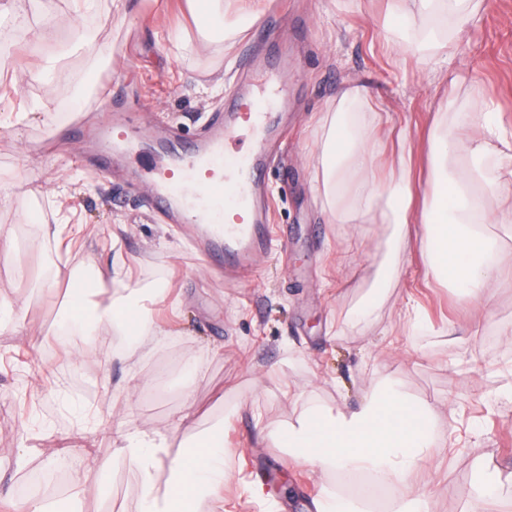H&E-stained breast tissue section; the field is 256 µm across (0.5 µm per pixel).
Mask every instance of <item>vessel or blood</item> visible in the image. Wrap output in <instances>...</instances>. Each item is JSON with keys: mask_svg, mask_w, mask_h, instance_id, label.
Segmentation results:
<instances>
[{"mask_svg": "<svg viewBox=\"0 0 512 512\" xmlns=\"http://www.w3.org/2000/svg\"><path fill=\"white\" fill-rule=\"evenodd\" d=\"M267 83L268 91L260 96L250 87L240 89L202 138L189 143L168 138L167 166L182 171L181 181L154 176L152 206L176 223L195 225L194 254L233 283L254 276L257 256L272 242L257 191L272 163L267 145L277 130L284 90L277 76H268ZM244 129L252 136L248 149L230 152V143Z\"/></svg>", "mask_w": 512, "mask_h": 512, "instance_id": "vessel-or-blood-1", "label": "vessel or blood"}]
</instances>
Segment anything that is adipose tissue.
Masks as SVG:
<instances>
[{
  "label": "adipose tissue",
  "mask_w": 512,
  "mask_h": 512,
  "mask_svg": "<svg viewBox=\"0 0 512 512\" xmlns=\"http://www.w3.org/2000/svg\"><path fill=\"white\" fill-rule=\"evenodd\" d=\"M201 35H242L259 14L249 0H185ZM389 44L398 55H414L434 79L462 81L464 63L447 40L462 42L478 26L479 0H389ZM373 106L366 89L340 93L319 127L318 168L313 190L323 210L340 224L393 225L394 237H407L412 221L421 224L422 249L430 271L447 282L473 308H481L491 282L511 280L512 267L497 260L498 241L487 225L502 223L491 198L512 183V138L491 103L474 100L453 122L436 115L428 142L432 201L420 204L407 175L383 183L374 176L377 155L374 123L365 119ZM399 271L396 247H389L370 294L346 317L359 327L373 312ZM143 291L129 279L113 282L112 329L123 339V353L139 341L165 336L144 307ZM252 418L264 438L328 472L366 474L395 492L390 512H427L424 464L448 436L433 405L409 400L390 388H374L350 413H332L319 402L304 403L296 423L273 426L261 413ZM114 457L90 460L94 473L132 461L141 487L140 512H183L186 499L202 502L223 490L233 476L224 455V434L204 435L190 453H173L167 437L129 426L116 437Z\"/></svg>",
  "instance_id": "1"
}]
</instances>
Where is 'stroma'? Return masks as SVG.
Segmentation results:
<instances>
[{"instance_id":"35a3bbf8","label":"stroma","mask_w":512,"mask_h":512,"mask_svg":"<svg viewBox=\"0 0 512 512\" xmlns=\"http://www.w3.org/2000/svg\"><path fill=\"white\" fill-rule=\"evenodd\" d=\"M482 21L455 49L467 81L457 95L423 75L414 58L395 57L383 29L387 0H288V22L264 14L231 50L201 48L184 0H144L126 21L112 0H96L77 12L74 0H16V20L0 22L11 36L0 61V176L11 177L21 203L0 204V300L22 308L26 318L0 332V512L22 500L21 488L35 471L65 466L60 495H39L52 512H138L141 486L133 467L94 475L91 456L116 450L114 433L125 425L166 435L173 448L197 434L223 429L224 448L237 480L209 499L205 512H260L250 489L262 486L270 512H313L315 491L334 482L287 451L263 440L252 420L295 421L302 403L315 399L333 410L354 407L362 394L390 385L432 404L441 421H454L448 455H435L428 512H512V480L498 497L480 501L476 489L487 473L512 470V281L496 282L481 310H473L430 275L416 236L400 248V271L370 320L345 324L368 292L384 258L388 224H337L316 204V139L326 105L350 85L366 88L382 118L374 174L387 178V161L411 151L410 175L419 194H430L425 155L428 129L437 113L463 109L472 99L493 100L512 133V0H480ZM70 15L89 30L106 57L73 49L71 28L57 30L48 56L61 62L50 79L26 72L25 48L41 22ZM187 29L189 46L178 52L168 27ZM276 66L288 97V140L269 175L270 221L287 225V245H273L256 260V275L228 286L223 274L188 253L187 225L163 224L149 205L153 182L128 184L97 171L87 157L96 126L121 114L113 138L124 147L127 172L144 163L162 165L157 134L171 130L190 142L223 112L242 68L260 75ZM112 81L99 97L100 82ZM73 120L91 115L82 133L59 134L38 108ZM25 113L14 122V113ZM83 223L79 237L63 235L64 247L43 248L44 225L59 206ZM121 268L144 285L165 284L167 299L150 302L167 332L165 344H144L118 357L121 337L98 313L112 298L110 286L74 307L73 280ZM416 303L427 326L403 329L407 303ZM93 322L95 342L56 341L68 308ZM203 369L191 392L180 378L188 358ZM192 423H179L186 401ZM456 415H449V408ZM31 460L17 466V449ZM98 483L100 494L76 496L77 487Z\"/></svg>"}]
</instances>
